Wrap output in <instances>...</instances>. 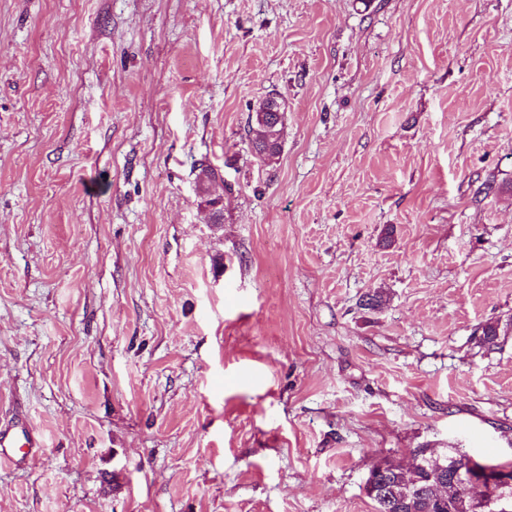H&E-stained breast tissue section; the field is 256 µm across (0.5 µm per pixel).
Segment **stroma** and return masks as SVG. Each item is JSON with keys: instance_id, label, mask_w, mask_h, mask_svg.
I'll return each mask as SVG.
<instances>
[{"instance_id": "35a3bbf8", "label": "stroma", "mask_w": 512, "mask_h": 512, "mask_svg": "<svg viewBox=\"0 0 512 512\" xmlns=\"http://www.w3.org/2000/svg\"><path fill=\"white\" fill-rule=\"evenodd\" d=\"M509 315L512 0H0V427L40 441L0 512H374L414 449L510 463L512 340L473 339ZM479 333V334H478ZM477 344L486 351L499 350L512 337V316L503 322L501 318L480 325L475 333Z\"/></svg>"}]
</instances>
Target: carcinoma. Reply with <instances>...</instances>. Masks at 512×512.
I'll list each match as a JSON object with an SVG mask.
<instances>
[{
  "label": "carcinoma",
  "instance_id": "cac0c4a2",
  "mask_svg": "<svg viewBox=\"0 0 512 512\" xmlns=\"http://www.w3.org/2000/svg\"><path fill=\"white\" fill-rule=\"evenodd\" d=\"M384 304V294L376 289L366 292L360 306L378 310ZM512 337V316L486 322L477 328V344L487 351L499 350ZM427 468L410 473L392 462L376 465L384 470L381 481L366 495L374 502L375 512H512V484L494 485L493 493L476 495L470 483L452 481L439 473V465L448 459H457L461 466L479 470L485 480L494 479L501 472H512L511 464H488L472 459L453 448L445 455H427Z\"/></svg>",
  "mask_w": 512,
  "mask_h": 512
}]
</instances>
